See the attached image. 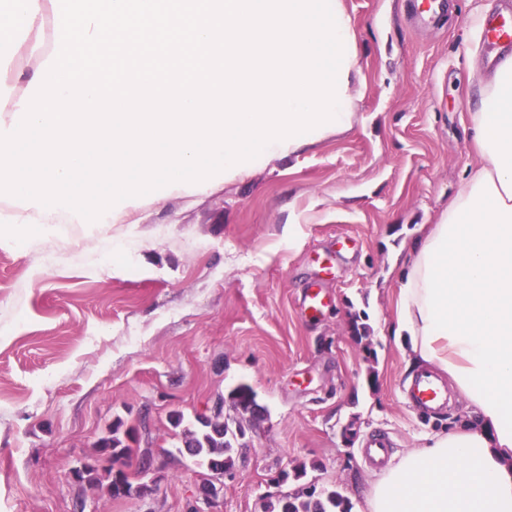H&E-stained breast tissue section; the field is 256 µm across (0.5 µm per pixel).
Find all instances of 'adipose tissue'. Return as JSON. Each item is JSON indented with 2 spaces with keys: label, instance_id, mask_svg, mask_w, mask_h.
Listing matches in <instances>:
<instances>
[{
  "label": "adipose tissue",
  "instance_id": "ef3b65f1",
  "mask_svg": "<svg viewBox=\"0 0 512 512\" xmlns=\"http://www.w3.org/2000/svg\"><path fill=\"white\" fill-rule=\"evenodd\" d=\"M46 0H0V71L41 64ZM471 141L482 163L399 273L393 338L407 365L447 373L467 420L428 436L372 483L365 512H512V57L478 75ZM58 214L11 207L0 246H26Z\"/></svg>",
  "mask_w": 512,
  "mask_h": 512
}]
</instances>
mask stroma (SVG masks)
Returning a JSON list of instances; mask_svg holds the SVG:
<instances>
[{"instance_id":"1","label":"stroma","mask_w":512,"mask_h":512,"mask_svg":"<svg viewBox=\"0 0 512 512\" xmlns=\"http://www.w3.org/2000/svg\"><path fill=\"white\" fill-rule=\"evenodd\" d=\"M358 34V119L290 157L119 215L102 234L55 225L30 247L0 248V512H187L207 479L178 452L169 414L192 420L246 384L264 409L224 474L217 512L333 486L364 512L378 469L469 409L453 396L426 418L391 339L398 272L480 158L471 68L491 54L473 14L512 0H344ZM320 288L318 316L304 310ZM369 328L360 341L358 326ZM146 424L124 470L146 497L73 482L115 418ZM153 459L142 473L143 455ZM305 464L301 480L281 471ZM392 448L393 445L388 436L383 433H375L363 444L361 455L366 463L383 466L388 463Z\"/></svg>"}]
</instances>
